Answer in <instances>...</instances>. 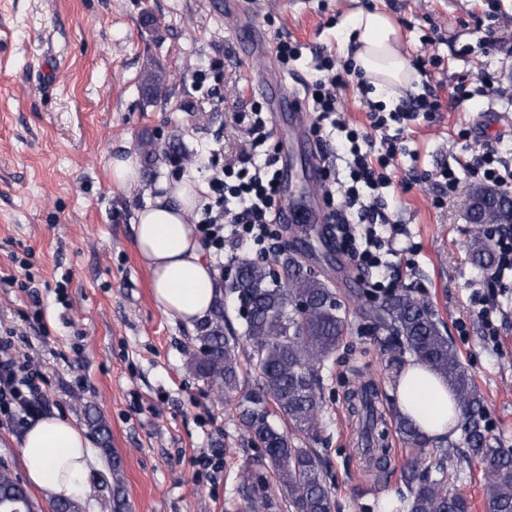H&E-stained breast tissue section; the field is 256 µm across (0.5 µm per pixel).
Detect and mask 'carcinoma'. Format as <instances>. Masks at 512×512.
<instances>
[{
  "instance_id": "cac0c4a2",
  "label": "carcinoma",
  "mask_w": 512,
  "mask_h": 512,
  "mask_svg": "<svg viewBox=\"0 0 512 512\" xmlns=\"http://www.w3.org/2000/svg\"><path fill=\"white\" fill-rule=\"evenodd\" d=\"M166 75L156 66L147 69L143 94L148 100L165 96ZM467 220L480 228L512 226V196L484 186L470 188ZM473 263L489 268L496 254L488 239L474 236L467 245ZM229 292L243 310L244 327L237 335L227 328L224 298L215 301L208 316L197 325L199 352L190 361L193 373L219 394L235 395L236 418L247 433L264 470L247 469L240 486L248 512H272L268 494L273 477L288 499L291 512H336L338 504L327 487L326 475L308 448L295 445L296 434L314 429L322 411L321 370L335 354L347 330L346 317L330 284L319 278L293 253L265 265L241 258ZM300 298L308 310L293 307ZM372 329L396 340L413 360L440 375L457 396L462 415L452 431L459 440L432 447L407 417L398 430L409 445L411 457L401 470L408 495V512H470L468 499L448 489V465L459 445L482 464L488 487L489 512H512V449L491 437L485 422L483 399L463 366L435 314L424 301L404 291L384 296L371 315ZM255 375L249 387L244 372ZM347 409L356 417L367 471L387 466L391 448L388 427L380 408L375 382L358 381L346 393ZM88 425L101 437L102 450L112 454L103 419L88 417ZM110 512H125L122 480L112 466ZM38 505L6 467H0V512H37Z\"/></svg>"
}]
</instances>
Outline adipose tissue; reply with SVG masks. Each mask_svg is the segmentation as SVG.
<instances>
[{"label":"adipose tissue","mask_w":512,"mask_h":512,"mask_svg":"<svg viewBox=\"0 0 512 512\" xmlns=\"http://www.w3.org/2000/svg\"><path fill=\"white\" fill-rule=\"evenodd\" d=\"M346 37L354 60L388 102L420 82V75L396 48L399 32L381 11L350 14ZM205 187L197 181L163 186L153 202L135 216V245L152 277L156 307L165 315L193 325L205 319L220 294L195 225L190 222ZM398 410L426 435L445 438L448 421L461 409L447 383L417 362L403 366L396 378ZM23 467L30 486L54 499L76 498L86 484L93 449L84 430L52 413L31 421L20 439Z\"/></svg>","instance_id":"1"}]
</instances>
